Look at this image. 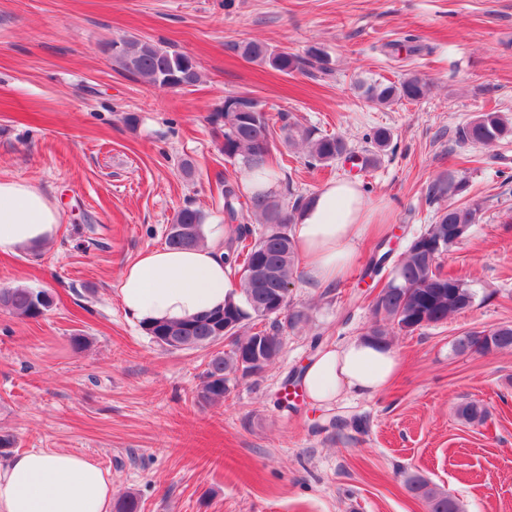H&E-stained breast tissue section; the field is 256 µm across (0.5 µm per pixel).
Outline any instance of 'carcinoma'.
Segmentation results:
<instances>
[{
  "mask_svg": "<svg viewBox=\"0 0 512 512\" xmlns=\"http://www.w3.org/2000/svg\"><path fill=\"white\" fill-rule=\"evenodd\" d=\"M120 48L112 51V63L117 69L159 87L180 88L196 85L201 73L196 62L185 52L169 51L149 40L121 37L112 41ZM230 49L244 58L268 64L286 75L308 65L324 68L326 54L312 46L303 56L272 52L258 40L233 43ZM365 100L384 105L406 100L417 102L429 92L427 82L417 76L397 82L359 83ZM218 117L224 119L221 151L231 164L245 173L258 175L274 173L272 151L276 148L269 118L258 100L246 93L228 95ZM281 143L292 149L303 146L305 158L311 164H328L342 157L352 160L354 155L344 138L338 135L320 136L296 124L280 128ZM459 139L474 144H490L512 139V123L496 112H487L459 130ZM466 183L448 173L439 176L429 188V196L437 201L455 196ZM239 183L224 178V236L226 260L240 276L242 288L237 297L229 299L224 309L198 315L180 322H156L144 327L146 333L160 346L169 349L206 347L224 337V316L234 320L228 340L231 348L211 357L202 375L197 399L202 405H219L229 393L231 380L246 376L241 371V360L254 342H260L266 364L278 358L283 342L284 327H295L301 320L296 313L281 322L278 317L288 307V285L297 272V253L290 235L293 215L283 212L272 191L255 190L241 202ZM257 216V224L240 221L243 208ZM481 209L477 204H450L438 211L434 223L413 237L405 252L391 268L387 281L372 300L375 322L365 338L377 345L389 344L387 326L413 333L424 328L423 320L439 324L451 315L469 309L475 298L468 280L441 271L438 257L447 253L459 240L453 228L464 224L468 228L479 223ZM205 215L198 209L183 208L173 217L166 236L171 248L188 249L203 240ZM53 304L46 290L23 286L0 288V309L28 320L46 314ZM269 321V325L245 336L240 332L255 321ZM512 349V326L505 325L489 332L467 333L454 343L457 353ZM458 416L469 423H481L487 409L475 400L465 401L457 409ZM409 490L422 499L428 512H461L458 501L420 476L407 480Z\"/></svg>",
  "mask_w": 512,
  "mask_h": 512,
  "instance_id": "carcinoma-1",
  "label": "carcinoma"
}]
</instances>
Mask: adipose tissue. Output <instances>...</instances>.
<instances>
[{"instance_id": "1", "label": "adipose tissue", "mask_w": 512, "mask_h": 512, "mask_svg": "<svg viewBox=\"0 0 512 512\" xmlns=\"http://www.w3.org/2000/svg\"><path fill=\"white\" fill-rule=\"evenodd\" d=\"M377 210L358 182L321 187L300 210L291 235L311 281L328 288L353 265L357 242ZM59 210L28 184L0 180V253L40 245L56 237ZM223 225L209 228L204 245L145 250L121 275L119 296L138 322L181 321L220 307L239 288L224 260ZM391 349L364 339L320 349L302 378L306 397L330 405L344 395L371 397L397 371ZM112 477L98 464L67 451L30 449L0 459V512H110Z\"/></svg>"}]
</instances>
